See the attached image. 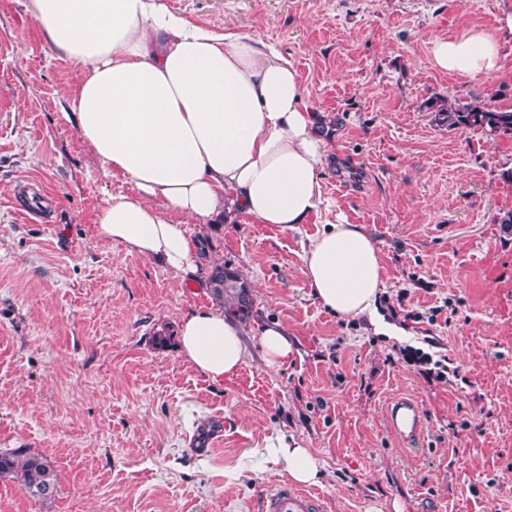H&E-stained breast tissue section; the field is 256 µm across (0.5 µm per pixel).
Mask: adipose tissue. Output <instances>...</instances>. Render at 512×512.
I'll return each instance as SVG.
<instances>
[{
	"mask_svg": "<svg viewBox=\"0 0 512 512\" xmlns=\"http://www.w3.org/2000/svg\"><path fill=\"white\" fill-rule=\"evenodd\" d=\"M28 10L82 79L67 117L104 175L131 181L136 196L98 214L104 238L207 287L209 267L188 225L243 212L261 224L306 223L322 203L320 167L331 152L320 117L302 105L296 71L265 42L195 25L162 0H28ZM435 65L490 74L500 43L480 31L436 38ZM309 292L342 319L379 325L385 287L379 249L362 226L328 224L304 251ZM262 360L287 363L297 348L278 322H259ZM180 349L211 380L251 356L241 323L212 309L185 316ZM268 456L299 484L318 483L309 449L278 438Z\"/></svg>",
	"mask_w": 512,
	"mask_h": 512,
	"instance_id": "adipose-tissue-1",
	"label": "adipose tissue"
}]
</instances>
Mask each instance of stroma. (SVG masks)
Segmentation results:
<instances>
[{
  "label": "stroma",
  "mask_w": 512,
  "mask_h": 512,
  "mask_svg": "<svg viewBox=\"0 0 512 512\" xmlns=\"http://www.w3.org/2000/svg\"><path fill=\"white\" fill-rule=\"evenodd\" d=\"M163 2L274 45L325 119V205L306 223L240 213L191 227L298 352L215 382L174 341L155 345L213 306L210 292L103 238L99 211L136 188L104 175L65 117L79 67L28 0H0V449H33L58 477L44 505L0 481V512H262L288 480L266 455L282 436L319 460L310 490L325 512H512V227L498 222L512 211V135L435 112L439 100L511 111L512 39L490 76L442 71L431 53L438 37L499 35L512 0ZM339 215L372 234L381 307L405 335L310 295L304 248ZM430 362L447 373L428 377ZM401 396L422 412L412 442L385 418Z\"/></svg>",
  "instance_id": "1"
}]
</instances>
